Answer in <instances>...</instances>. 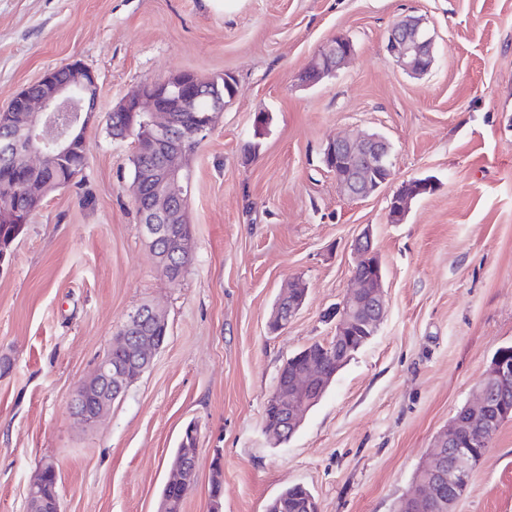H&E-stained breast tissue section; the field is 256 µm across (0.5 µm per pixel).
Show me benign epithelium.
<instances>
[{
    "mask_svg": "<svg viewBox=\"0 0 512 512\" xmlns=\"http://www.w3.org/2000/svg\"><path fill=\"white\" fill-rule=\"evenodd\" d=\"M388 55L408 73L425 74L433 62V40L421 18L406 17L390 29L386 44ZM354 54L351 40L337 36L328 41L312 64L299 75V81L312 86L332 75ZM40 91L35 94L20 92L7 111L27 112L25 124L17 130L14 139L24 144L25 167L53 172L70 165L71 157L86 150L85 133L90 119L98 108V81L95 73L84 64L72 61L48 71L40 80ZM206 87L201 79L177 73L167 78L143 84L126 94L113 108L125 116L114 127L120 139L134 140L139 159L133 184L135 201H140L139 189L149 190V200L140 207L139 221L144 239L152 251H157L163 238L173 236V225L188 223L186 202L181 186L185 179L183 161L194 153L192 146L204 141L213 129L215 115L224 110L225 102L212 105L202 123L177 127L173 110L192 112L198 97ZM324 163L336 176L338 186L350 197L370 196L392 179L390 144L376 133L356 138H337L324 149ZM418 194H396L389 204V217L398 222ZM193 238L178 240L179 262L168 253L158 256L159 266L167 278L172 269L186 267L191 257ZM356 264L352 288L343 305L328 313L336 320L334 352L336 363L344 364L350 358L351 346L346 337L377 333L382 322L386 298L383 289V265L373 246L370 230H364L354 243ZM300 279L285 285L279 300L288 301V315L275 309L281 327L301 310L305 294ZM161 322L163 316L147 305L130 312L113 338L114 346L127 349L131 363L112 361L104 355L93 371L80 383L70 404L71 413L81 422L94 425L104 418L129 380V367L136 365L146 371L153 355L159 349L154 338L142 335L149 321ZM321 371L304 364L295 369V392L288 396L273 393L271 399L277 408V420L295 425L303 419L314 401L313 394L321 383ZM484 385L467 403L464 418L452 424L435 443L428 458V478L414 485L409 493L412 512H432L435 503L444 500L449 482L465 478L469 449L474 447L471 434L494 428L512 416V360L498 355L485 372ZM59 479L55 461L42 462L28 484V500L34 506L41 501V487L45 477Z\"/></svg>",
    "mask_w": 512,
    "mask_h": 512,
    "instance_id": "obj_1",
    "label": "benign epithelium"
}]
</instances>
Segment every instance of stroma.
<instances>
[{
	"instance_id": "35a3bbf8",
	"label": "stroma",
	"mask_w": 512,
	"mask_h": 512,
	"mask_svg": "<svg viewBox=\"0 0 512 512\" xmlns=\"http://www.w3.org/2000/svg\"><path fill=\"white\" fill-rule=\"evenodd\" d=\"M422 18L434 42L421 76L385 50ZM352 59L312 87L299 74L334 37ZM78 60L97 76L88 162L52 190L0 264V512H27L40 463L59 467L63 512H157L171 454L197 427L183 512H266L300 484L319 512H394L416 469L512 344V0H0V109ZM188 72L232 75L237 94L188 160L193 253L160 271L131 193L134 145L107 115L132 89ZM268 118L255 136L256 114ZM365 133L391 146L394 175L364 199L341 193L327 142ZM432 193L391 222L405 181ZM385 271L381 326L281 444L264 409L283 362L329 340L324 319L351 286L364 228ZM307 297L269 330L283 285ZM164 313L168 337L107 418L70 412L80 381L129 312ZM455 512H512V421L476 466Z\"/></svg>"
}]
</instances>
